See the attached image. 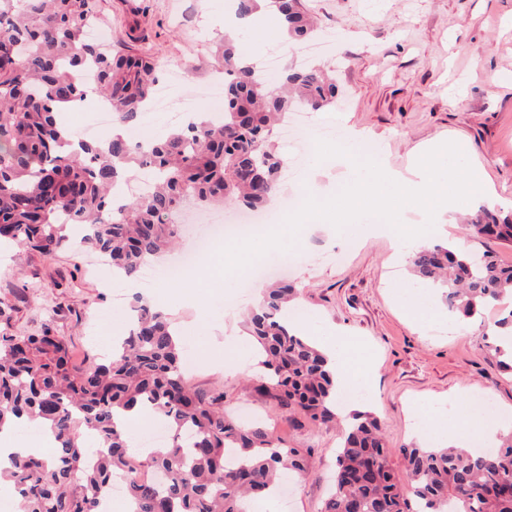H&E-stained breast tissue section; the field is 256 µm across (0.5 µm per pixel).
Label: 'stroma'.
<instances>
[{"label":"stroma","mask_w":512,"mask_h":512,"mask_svg":"<svg viewBox=\"0 0 512 512\" xmlns=\"http://www.w3.org/2000/svg\"><path fill=\"white\" fill-rule=\"evenodd\" d=\"M321 30L337 34L333 53L319 62L335 72L334 107L310 111L318 133L338 117L341 133L370 137L389 165L402 169L415 151L437 138H453L470 165L483 169L502 210L512 209V0H303ZM100 26L113 51L135 50L166 67H184L193 91L213 76L214 50L232 16V0H96ZM240 51L260 59L283 47L280 68L304 64L301 47L285 42L279 19L263 13L237 36ZM349 172L335 159L309 160L296 181L282 182L278 197L333 196ZM366 233L351 249L332 245L331 224L303 227L294 246L301 262L271 267L274 281L293 283L298 306L316 317L320 333L344 336L355 360L370 370L368 410L389 447L415 441L412 403L455 395L486 398V416L512 417V374L488 347L483 328L512 310V300L474 316L473 326L452 319L453 333L418 323L425 305L440 299L416 288L410 267L392 242L360 222ZM100 255L66 250L51 256L24 246L0 253V300L12 306L16 332L38 333L52 323L68 342L73 363L85 365L125 335L133 293L111 281ZM238 280L191 270L182 280L146 288L172 317L190 360V382L220 390L237 419L272 428L291 448L311 454L292 478L290 505L275 512H322L336 470L341 432L308 420L289 423L277 400L259 391V358L246 339L243 310L224 301ZM228 336L243 338L236 349ZM234 362L235 371L224 369Z\"/></svg>","instance_id":"35a3bbf8"}]
</instances>
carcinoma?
<instances>
[{"label":"carcinoma","mask_w":512,"mask_h":512,"mask_svg":"<svg viewBox=\"0 0 512 512\" xmlns=\"http://www.w3.org/2000/svg\"><path fill=\"white\" fill-rule=\"evenodd\" d=\"M289 40L314 32L300 0H270ZM94 0H0V241L45 255L73 248L65 226L77 224L89 244L112 260L113 274L139 275L146 258L177 238L168 216L187 199L201 206L239 203L249 210L276 196L285 158L268 140L271 120L297 107L332 103L336 85L316 66L286 70L278 89L224 39L220 120L192 115L165 137L142 142L114 134L77 140L58 121L59 108L92 92L112 105V121L139 123L160 66L132 54L110 55L87 36ZM148 166L156 183L145 196L116 204L114 186L128 170ZM471 236L512 245V214L483 208ZM415 283L440 294L453 315L471 317L512 297V266L491 252L448 246L411 248ZM295 289L269 288L246 324L264 360L279 405L321 425L339 420L328 358L285 318ZM12 306L0 301V432L49 430L47 456L17 452L0 459V481L14 486L21 512H100L109 482L126 479L132 512H247L276 491L288 472L305 469L309 450L288 448L274 431L244 427L221 407L224 392L191 385L169 317L136 299L133 325L112 356L87 367L70 363L64 337L47 324L38 335L11 330ZM161 414L172 435L150 454L135 448L125 417ZM404 461V471L391 458ZM161 470L166 481L140 478ZM512 512V436L496 453L426 447L393 449L376 420L356 413L346 424L336 480L323 512Z\"/></svg>","instance_id":"carcinoma-1"}]
</instances>
